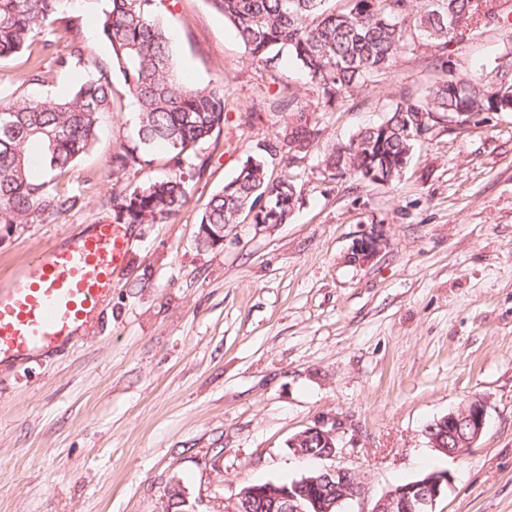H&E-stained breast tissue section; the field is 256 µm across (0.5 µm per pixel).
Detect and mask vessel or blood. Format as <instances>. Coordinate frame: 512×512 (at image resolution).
<instances>
[{"label": "vessel or blood", "mask_w": 512, "mask_h": 512, "mask_svg": "<svg viewBox=\"0 0 512 512\" xmlns=\"http://www.w3.org/2000/svg\"><path fill=\"white\" fill-rule=\"evenodd\" d=\"M129 248L124 226L92 224L0 286V363H31L80 340L111 294L112 274Z\"/></svg>", "instance_id": "1"}]
</instances>
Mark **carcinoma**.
Returning <instances> with one entry per match:
<instances>
[{
    "label": "carcinoma",
    "mask_w": 512,
    "mask_h": 512,
    "mask_svg": "<svg viewBox=\"0 0 512 512\" xmlns=\"http://www.w3.org/2000/svg\"><path fill=\"white\" fill-rule=\"evenodd\" d=\"M241 38L252 60L273 67L288 55L310 78L317 104L330 106L390 69L398 55L422 36L434 50L438 78L413 101H400L380 123L361 130L326 160L331 175L391 185L404 172L413 146L423 140L415 120L431 129L456 118L476 125L493 112H512V63L483 83L455 76L448 46L469 41L481 26L503 17L494 0H213ZM97 12L110 65L97 66L63 97L18 95L0 101V224H26L72 206L59 184L92 147L99 120L114 111L112 78L119 73L133 100V129L112 154V173L152 162V152L169 155V172L132 188L112 189V223L159 224L187 204L189 182L201 179L211 156L200 147L224 129V90L195 84L174 65L169 34L158 17L157 0H0V58L37 55L23 83L47 80L41 56L61 45L53 66L70 71L89 64L91 48L75 25L60 37L43 33L72 10ZM320 136L304 122L286 135L287 166ZM236 175L207 202L202 224H235L242 207L265 196L257 224H284L298 200L293 177L270 180L265 157L280 155L278 139L257 144Z\"/></svg>",
    "instance_id": "1"
}]
</instances>
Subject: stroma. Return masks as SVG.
<instances>
[{
    "label": "stroma",
    "instance_id": "obj_1",
    "mask_svg": "<svg viewBox=\"0 0 512 512\" xmlns=\"http://www.w3.org/2000/svg\"><path fill=\"white\" fill-rule=\"evenodd\" d=\"M177 67L223 87L227 118L211 160L169 222L134 224L125 263L88 334L25 366H0V512H165L180 482L187 512H238L243 487L300 477L289 438L340 421L334 465L364 477L369 512L392 486L442 470L435 512H512V112L462 132L435 129L394 185L331 176L323 160L379 121L435 72L418 40L370 85L314 108L290 63L268 68L212 0H164ZM512 26L480 30L448 56L457 76L491 78ZM0 59V99L55 97L76 76H21ZM297 92L293 111L268 104ZM98 139L69 171L64 213L0 225V282L84 225L112 216L113 152L132 128L121 76ZM254 110L251 121L242 113ZM322 130L293 169L300 191L287 223L237 225L224 244H196L212 194L256 143L300 118ZM380 245L359 259L362 240ZM488 405L464 456L437 453L428 424L472 397Z\"/></svg>",
    "mask_w": 512,
    "mask_h": 512
}]
</instances>
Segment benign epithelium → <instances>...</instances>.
<instances>
[{"instance_id": "1", "label": "benign epithelium", "mask_w": 512, "mask_h": 512, "mask_svg": "<svg viewBox=\"0 0 512 512\" xmlns=\"http://www.w3.org/2000/svg\"><path fill=\"white\" fill-rule=\"evenodd\" d=\"M229 224H218L211 229L207 224L200 228L198 239H208L211 247L224 244ZM487 416V402L473 397L461 407L451 410L438 420L440 428L448 432V442L435 429L426 432L430 447L452 457H459L480 438ZM316 435L325 445L327 452L321 459L336 456L339 440L338 428L314 427L288 440L290 451L299 458L310 455L308 449L298 447L300 441ZM449 477L445 471L430 472L407 485L395 486L376 499L369 512H435V505L448 486ZM365 490L360 473L346 467H330L314 471L294 481L285 489L272 482L258 486H247L240 495L244 507L240 512L265 509L268 503H283L284 512H343V505L359 497Z\"/></svg>"}]
</instances>
